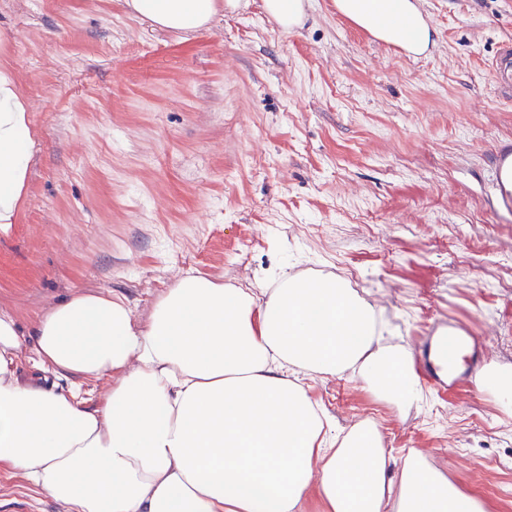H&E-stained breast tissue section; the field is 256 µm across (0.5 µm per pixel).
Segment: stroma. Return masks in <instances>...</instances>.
Returning a JSON list of instances; mask_svg holds the SVG:
<instances>
[{
	"label": "stroma",
	"instance_id": "stroma-1",
	"mask_svg": "<svg viewBox=\"0 0 512 512\" xmlns=\"http://www.w3.org/2000/svg\"><path fill=\"white\" fill-rule=\"evenodd\" d=\"M300 27L241 0L192 35L124 0H0V62L17 71L38 146L21 223L0 230V309L21 330L71 292L113 291L146 321L177 278L260 291L282 269L347 278L392 343L454 320L512 365V214L492 155L512 96L490 65L512 0H423L435 44L414 56L308 0ZM476 375L423 383L399 414L354 375L307 377L347 428L422 452L486 512H512V411ZM0 512H60L0 474Z\"/></svg>",
	"mask_w": 512,
	"mask_h": 512
}]
</instances>
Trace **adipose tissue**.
<instances>
[{
    "instance_id": "adipose-tissue-1",
    "label": "adipose tissue",
    "mask_w": 512,
    "mask_h": 512,
    "mask_svg": "<svg viewBox=\"0 0 512 512\" xmlns=\"http://www.w3.org/2000/svg\"><path fill=\"white\" fill-rule=\"evenodd\" d=\"M155 28L190 33L240 0H125ZM357 26L409 53L432 43L422 0H336ZM36 148L15 69L0 65V228L20 223ZM384 314L333 275L280 271L262 296L205 276L178 279L137 324L121 294L79 291L22 333L0 311V473L62 512H483L422 452L395 459L377 424L334 433L297 373L357 374L404 411L421 389ZM111 379L89 402L80 381Z\"/></svg>"
}]
</instances>
